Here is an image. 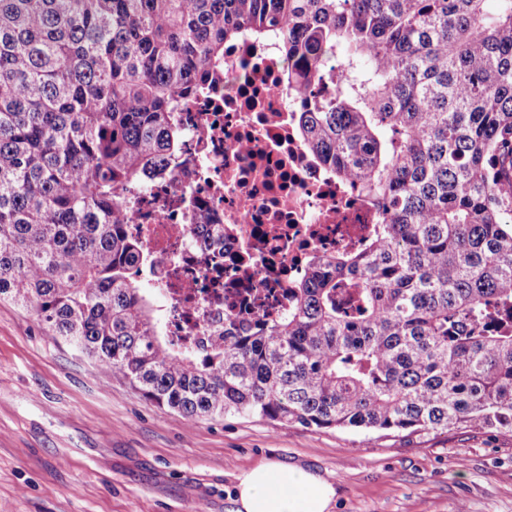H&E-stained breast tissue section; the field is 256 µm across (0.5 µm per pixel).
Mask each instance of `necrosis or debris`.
I'll return each instance as SVG.
<instances>
[{"instance_id": "4bbe7bcc", "label": "necrosis or debris", "mask_w": 512, "mask_h": 512, "mask_svg": "<svg viewBox=\"0 0 512 512\" xmlns=\"http://www.w3.org/2000/svg\"><path fill=\"white\" fill-rule=\"evenodd\" d=\"M277 44L224 50L219 83L180 113L182 144L166 174L131 189L130 230L155 258L151 286L172 335L258 309L226 304L246 288L293 287L314 252L361 248L374 218L355 185L336 179L300 138L305 99L287 92Z\"/></svg>"}]
</instances>
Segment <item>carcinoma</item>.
Returning <instances> with one entry per match:
<instances>
[{"mask_svg":"<svg viewBox=\"0 0 512 512\" xmlns=\"http://www.w3.org/2000/svg\"><path fill=\"white\" fill-rule=\"evenodd\" d=\"M487 2L0 0V298L187 419L512 433V0ZM244 37L277 39L300 134L376 225L287 313L177 348L129 183Z\"/></svg>","mask_w":512,"mask_h":512,"instance_id":"carcinoma-1","label":"carcinoma"}]
</instances>
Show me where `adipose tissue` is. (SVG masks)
Returning a JSON list of instances; mask_svg holds the SVG:
<instances>
[{
	"mask_svg": "<svg viewBox=\"0 0 512 512\" xmlns=\"http://www.w3.org/2000/svg\"><path fill=\"white\" fill-rule=\"evenodd\" d=\"M336 487L304 467L269 461L237 477L235 512H329Z\"/></svg>",
	"mask_w": 512,
	"mask_h": 512,
	"instance_id": "adipose-tissue-1",
	"label": "adipose tissue"
}]
</instances>
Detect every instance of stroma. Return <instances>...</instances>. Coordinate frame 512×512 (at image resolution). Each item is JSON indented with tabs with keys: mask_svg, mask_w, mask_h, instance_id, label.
I'll return each instance as SVG.
<instances>
[{
	"mask_svg": "<svg viewBox=\"0 0 512 512\" xmlns=\"http://www.w3.org/2000/svg\"><path fill=\"white\" fill-rule=\"evenodd\" d=\"M334 481L330 512H512V435L189 420L0 299V512H234L245 469Z\"/></svg>",
	"mask_w": 512,
	"mask_h": 512,
	"instance_id": "obj_1",
	"label": "stroma"
}]
</instances>
